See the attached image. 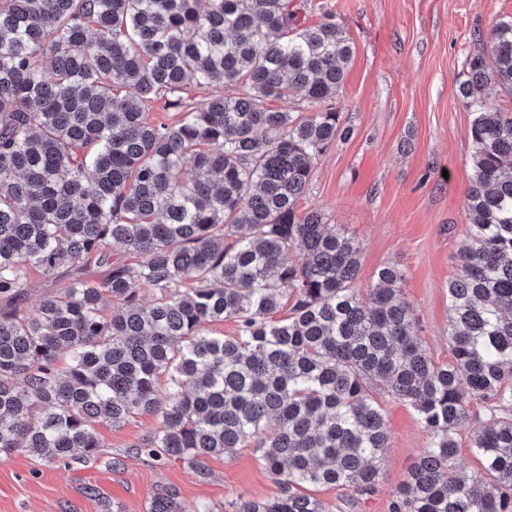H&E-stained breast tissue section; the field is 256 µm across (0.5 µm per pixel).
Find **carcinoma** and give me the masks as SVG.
<instances>
[{
  "instance_id": "obj_1",
  "label": "carcinoma",
  "mask_w": 512,
  "mask_h": 512,
  "mask_svg": "<svg viewBox=\"0 0 512 512\" xmlns=\"http://www.w3.org/2000/svg\"><path fill=\"white\" fill-rule=\"evenodd\" d=\"M352 56L341 27L299 24L290 0H0V456L96 461L98 425L154 415L138 451L199 474L253 450L279 492L233 512H325L312 490L382 478L381 391L431 438L390 512H512V115L484 98L512 91V20L458 87L475 151L445 364L414 334L403 270L357 287L359 243L298 212L346 130L333 109L270 103L334 98ZM214 83L233 93L187 103ZM159 98L178 122L148 120ZM112 243L131 259L98 279ZM62 270L21 305L31 272ZM224 320L235 336L203 331ZM471 420L480 479L456 464ZM149 512L215 510L161 488ZM66 281L65 273H60L56 280H45L38 273H34L32 276V287L22 301V304L29 309H34L39 305L40 300L47 292L61 287Z\"/></svg>"
}]
</instances>
